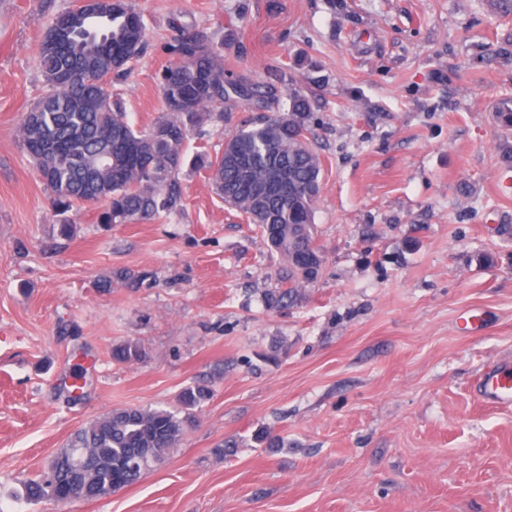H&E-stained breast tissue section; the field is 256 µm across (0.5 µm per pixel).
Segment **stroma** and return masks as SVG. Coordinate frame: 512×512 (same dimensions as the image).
Instances as JSON below:
<instances>
[{"label": "stroma", "mask_w": 512, "mask_h": 512, "mask_svg": "<svg viewBox=\"0 0 512 512\" xmlns=\"http://www.w3.org/2000/svg\"><path fill=\"white\" fill-rule=\"evenodd\" d=\"M131 2L148 47L112 97L137 128L165 110L181 25L233 73L281 70L315 98L324 263L288 301L287 263L195 168L248 112L189 141L180 212L57 210L17 129L46 91L37 47L73 0H0V512H512V407L475 390L512 361V131L494 119L512 98V15L486 0ZM128 341L140 360L115 362ZM195 384L210 398L139 483L25 499L87 422L175 407Z\"/></svg>", "instance_id": "obj_1"}]
</instances>
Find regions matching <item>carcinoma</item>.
I'll list each match as a JSON object with an SVG mask.
<instances>
[{
	"label": "carcinoma",
	"instance_id": "cac0c4a2",
	"mask_svg": "<svg viewBox=\"0 0 512 512\" xmlns=\"http://www.w3.org/2000/svg\"><path fill=\"white\" fill-rule=\"evenodd\" d=\"M95 17L56 14L37 52L49 92L25 114L19 140L52 204L100 205L102 224H136L182 209L179 177L191 137L224 112H262L224 139L223 150L202 157L212 190L261 228L270 247L288 264L297 298L299 285L321 269L315 259L314 207L320 193L321 160L308 134L315 101L288 87L280 108L276 83L256 82L224 69V57L208 37L179 27L167 43L175 63L160 73L166 112L148 128H135L120 105H98L100 81L126 73L146 48L142 17L127 0H106ZM496 122L512 129V99L499 103ZM127 342L112 348L119 363L141 358ZM208 387L185 388L180 409L112 410L76 432L50 462L47 474L25 484L30 500L60 498L71 491L85 500L108 495L115 485L139 481L175 448L193 422V411L210 398Z\"/></svg>",
	"mask_w": 512,
	"mask_h": 512
}]
</instances>
